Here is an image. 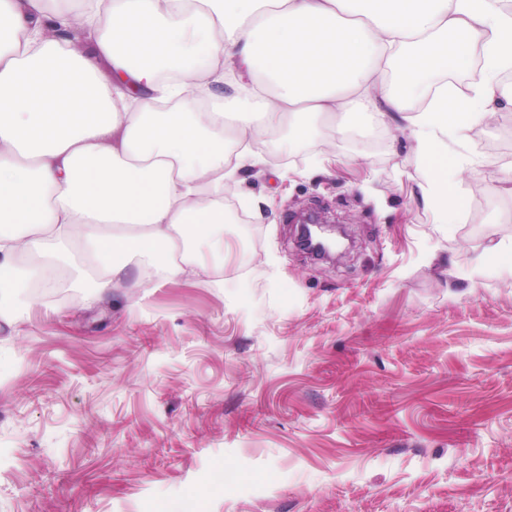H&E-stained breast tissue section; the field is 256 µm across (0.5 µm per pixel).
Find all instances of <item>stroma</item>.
<instances>
[{
    "mask_svg": "<svg viewBox=\"0 0 512 512\" xmlns=\"http://www.w3.org/2000/svg\"><path fill=\"white\" fill-rule=\"evenodd\" d=\"M309 117L225 187L205 275L147 284L132 256L99 293L0 319V512H512V106L437 165L398 119L330 144ZM343 224L317 260L297 217ZM424 196L438 211L448 212V205L452 203L448 198V179L447 175L441 179H436L430 173V179L426 180V185L422 187Z\"/></svg>",
    "mask_w": 512,
    "mask_h": 512,
    "instance_id": "obj_1",
    "label": "stroma"
}]
</instances>
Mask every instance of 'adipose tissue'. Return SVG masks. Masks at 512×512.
Masks as SVG:
<instances>
[{
  "mask_svg": "<svg viewBox=\"0 0 512 512\" xmlns=\"http://www.w3.org/2000/svg\"><path fill=\"white\" fill-rule=\"evenodd\" d=\"M69 2L0 0V298L47 281L77 244L100 288L133 253L164 282L207 272L234 140L330 113L341 136L355 114L397 113L432 160L512 100L506 0ZM77 17L90 50L67 37ZM475 58L468 91L445 83ZM190 91L199 106L178 109Z\"/></svg>",
  "mask_w": 512,
  "mask_h": 512,
  "instance_id": "ef3b65f1",
  "label": "adipose tissue"
}]
</instances>
